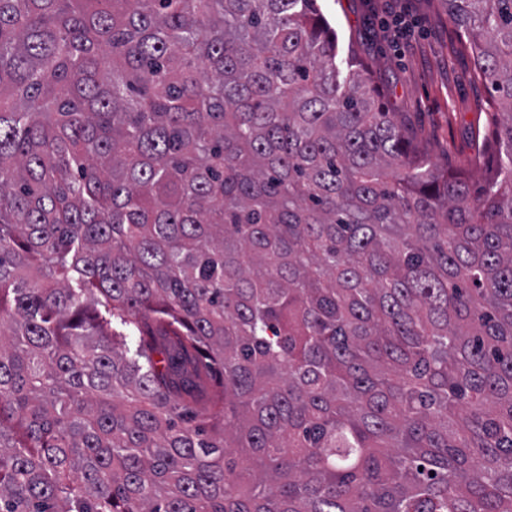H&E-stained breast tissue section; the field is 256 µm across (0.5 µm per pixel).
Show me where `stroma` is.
Here are the masks:
<instances>
[{"label": "stroma", "instance_id": "1", "mask_svg": "<svg viewBox=\"0 0 512 512\" xmlns=\"http://www.w3.org/2000/svg\"><path fill=\"white\" fill-rule=\"evenodd\" d=\"M336 30L342 56L363 64L385 108L406 121L442 168L465 172L482 184L484 168L472 166V133L484 126L488 95L469 54L438 0H406L423 34L395 50L380 29L370 0H318Z\"/></svg>", "mask_w": 512, "mask_h": 512}]
</instances>
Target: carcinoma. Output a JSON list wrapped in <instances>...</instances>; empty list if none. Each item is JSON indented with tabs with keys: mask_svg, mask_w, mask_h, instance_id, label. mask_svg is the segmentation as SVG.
<instances>
[{
	"mask_svg": "<svg viewBox=\"0 0 512 512\" xmlns=\"http://www.w3.org/2000/svg\"><path fill=\"white\" fill-rule=\"evenodd\" d=\"M474 190L317 0H0V512H512V0H439Z\"/></svg>",
	"mask_w": 512,
	"mask_h": 512,
	"instance_id": "obj_1",
	"label": "carcinoma"
}]
</instances>
